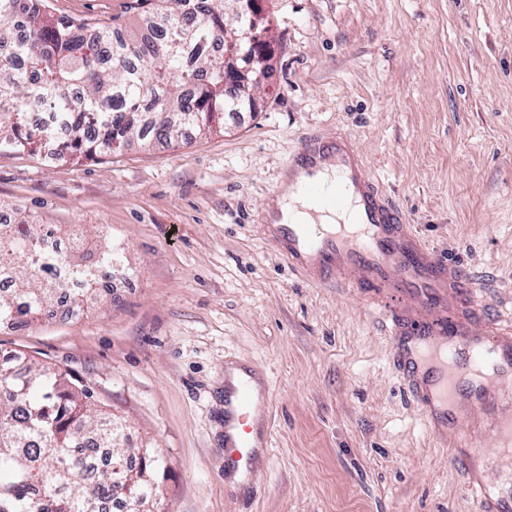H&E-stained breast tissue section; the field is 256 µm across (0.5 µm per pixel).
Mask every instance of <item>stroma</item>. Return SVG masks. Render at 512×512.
Listing matches in <instances>:
<instances>
[{"mask_svg": "<svg viewBox=\"0 0 512 512\" xmlns=\"http://www.w3.org/2000/svg\"><path fill=\"white\" fill-rule=\"evenodd\" d=\"M141 24L133 0H49ZM275 39L256 109L184 142L100 160L0 154L17 224H83L123 249L135 292L83 316L0 326V355L73 373L166 462L154 512H482L512 473L479 468L494 431L430 434L389 323L356 288L289 270L259 226L308 137H348L421 240L465 269L484 319L512 307V0H259ZM260 368L271 446L224 482V362Z\"/></svg>", "mask_w": 512, "mask_h": 512, "instance_id": "stroma-1", "label": "stroma"}]
</instances>
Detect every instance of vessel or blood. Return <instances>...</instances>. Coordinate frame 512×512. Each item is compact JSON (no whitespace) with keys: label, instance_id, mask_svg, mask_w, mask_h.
<instances>
[{"label":"vessel or blood","instance_id":"obj_1","mask_svg":"<svg viewBox=\"0 0 512 512\" xmlns=\"http://www.w3.org/2000/svg\"><path fill=\"white\" fill-rule=\"evenodd\" d=\"M288 171L295 194L311 200L319 213L344 212L351 221L277 224L271 208L261 226L264 239L308 281L363 289L391 323L397 371L433 435L446 437L464 390L474 408L494 404L491 421L502 438L512 440V391L489 390L482 380L488 369L498 377L512 373V316L474 331V318L462 304L469 276L426 248L348 139H306ZM400 288L409 290L414 305H391V294ZM490 336L496 348L487 347ZM273 407V395L256 370L225 362V480L251 477L269 445Z\"/></svg>","mask_w":512,"mask_h":512}]
</instances>
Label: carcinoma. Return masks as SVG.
<instances>
[{"instance_id":"cac0c4a2","label":"carcinoma","mask_w":512,"mask_h":512,"mask_svg":"<svg viewBox=\"0 0 512 512\" xmlns=\"http://www.w3.org/2000/svg\"><path fill=\"white\" fill-rule=\"evenodd\" d=\"M48 0H0V152L50 157H106L129 142L157 138L179 143L224 120L234 99L251 100L263 84L251 48L230 31L249 27L250 14L232 20L239 0H135L150 6L146 24L163 37L135 30L112 45L108 26L55 16ZM26 28L21 40L12 25ZM82 224H19L0 228V273L13 289L0 294V324L24 326L53 307L63 281L41 276L58 267L82 282L81 306L98 300L100 268L124 270L122 254L102 253L99 266L82 263ZM0 357V512H99L102 498L123 512H153L162 493V458L150 446L126 454L124 425L91 403L92 393L68 373ZM99 435L121 470L99 471L78 452L82 436Z\"/></svg>"}]
</instances>
